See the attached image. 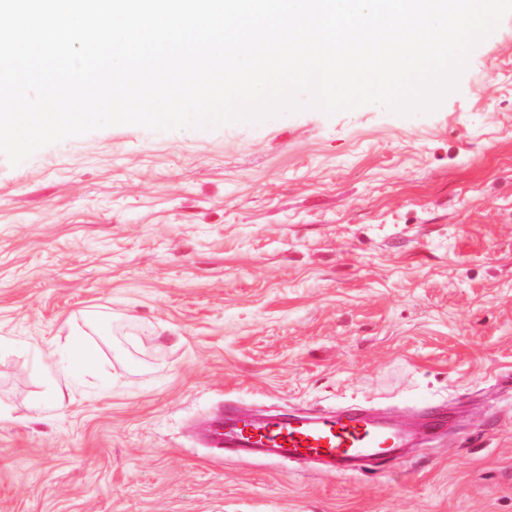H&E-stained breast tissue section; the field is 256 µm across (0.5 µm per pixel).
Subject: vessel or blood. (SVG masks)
Here are the masks:
<instances>
[{
	"instance_id": "b4317fda",
	"label": "vessel or blood",
	"mask_w": 512,
	"mask_h": 512,
	"mask_svg": "<svg viewBox=\"0 0 512 512\" xmlns=\"http://www.w3.org/2000/svg\"><path fill=\"white\" fill-rule=\"evenodd\" d=\"M211 436L230 455L315 459L340 475L353 472L361 462L386 465L409 441L404 427L356 410L278 414L262 420L229 411L213 425Z\"/></svg>"
}]
</instances>
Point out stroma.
I'll list each match as a JSON object with an SVG mask.
<instances>
[{"mask_svg": "<svg viewBox=\"0 0 512 512\" xmlns=\"http://www.w3.org/2000/svg\"><path fill=\"white\" fill-rule=\"evenodd\" d=\"M0 336V512H512V14L429 113L0 155ZM75 338L101 367L65 381L40 353ZM349 404L451 421L349 476L198 433Z\"/></svg>", "mask_w": 512, "mask_h": 512, "instance_id": "35a3bbf8", "label": "stroma"}]
</instances>
